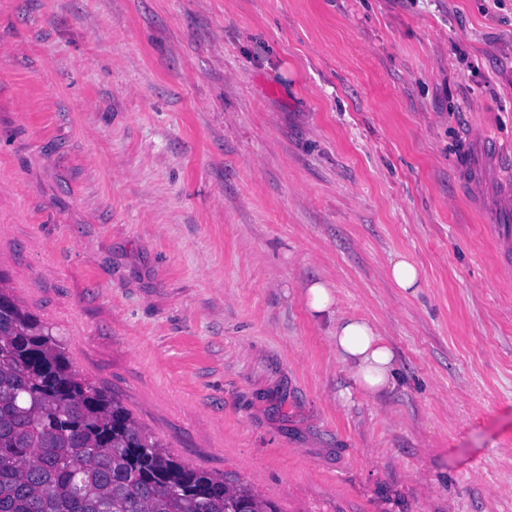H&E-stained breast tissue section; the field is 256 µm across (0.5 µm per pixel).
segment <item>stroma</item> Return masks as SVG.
<instances>
[{
	"mask_svg": "<svg viewBox=\"0 0 512 512\" xmlns=\"http://www.w3.org/2000/svg\"><path fill=\"white\" fill-rule=\"evenodd\" d=\"M501 153L512 0H0V277L142 430L281 512H512ZM351 314L393 390L337 359ZM390 276L397 288L414 292L421 288L417 266L404 254H396L390 261ZM306 298L309 311L318 317L330 315L338 304L333 288L321 281H315L306 288ZM336 355L372 395L394 388L396 360L391 346L367 319L350 315L336 324Z\"/></svg>",
	"mask_w": 512,
	"mask_h": 512,
	"instance_id": "stroma-1",
	"label": "stroma"
}]
</instances>
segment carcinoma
<instances>
[{"instance_id":"1","label":"carcinoma","mask_w":512,"mask_h":512,"mask_svg":"<svg viewBox=\"0 0 512 512\" xmlns=\"http://www.w3.org/2000/svg\"><path fill=\"white\" fill-rule=\"evenodd\" d=\"M0 512H280L186 467L80 377L0 276Z\"/></svg>"}]
</instances>
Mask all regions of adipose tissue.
Wrapping results in <instances>:
<instances>
[{
	"mask_svg": "<svg viewBox=\"0 0 512 512\" xmlns=\"http://www.w3.org/2000/svg\"><path fill=\"white\" fill-rule=\"evenodd\" d=\"M333 340L338 358L365 391L375 395L394 388L395 354L373 323L357 315L343 318Z\"/></svg>",
	"mask_w": 512,
	"mask_h": 512,
	"instance_id": "ef3b65f1",
	"label": "adipose tissue"
}]
</instances>
